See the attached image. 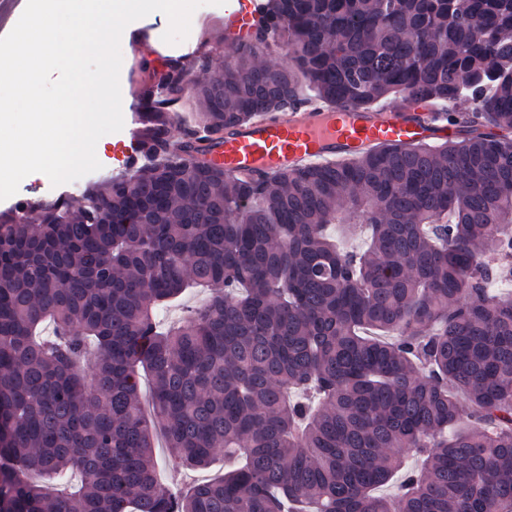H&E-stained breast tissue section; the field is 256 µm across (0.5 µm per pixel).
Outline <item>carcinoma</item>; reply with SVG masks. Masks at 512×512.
<instances>
[{"instance_id": "1", "label": "carcinoma", "mask_w": 512, "mask_h": 512, "mask_svg": "<svg viewBox=\"0 0 512 512\" xmlns=\"http://www.w3.org/2000/svg\"><path fill=\"white\" fill-rule=\"evenodd\" d=\"M221 42L214 74L166 64L201 103L181 144L157 126L130 177L0 220V512H512V0H262ZM303 81L328 107L476 109L435 147L247 178L201 158L198 131L303 105ZM147 405L183 465L235 467L162 487ZM203 294L192 292L188 294L182 303L178 306L168 307L160 312L159 318L163 324H170L176 322L184 315V311L188 308L198 306L202 303Z\"/></svg>"}]
</instances>
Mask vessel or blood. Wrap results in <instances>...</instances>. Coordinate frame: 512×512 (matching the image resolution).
Wrapping results in <instances>:
<instances>
[{
	"label": "vessel or blood",
	"instance_id": "obj_1",
	"mask_svg": "<svg viewBox=\"0 0 512 512\" xmlns=\"http://www.w3.org/2000/svg\"><path fill=\"white\" fill-rule=\"evenodd\" d=\"M456 124L436 118L426 108L399 111L308 110L265 116L225 134L207 138V157L240 176L286 165L350 158L377 144L426 143L458 137ZM124 167L135 170L144 153L143 130H130Z\"/></svg>",
	"mask_w": 512,
	"mask_h": 512
}]
</instances>
